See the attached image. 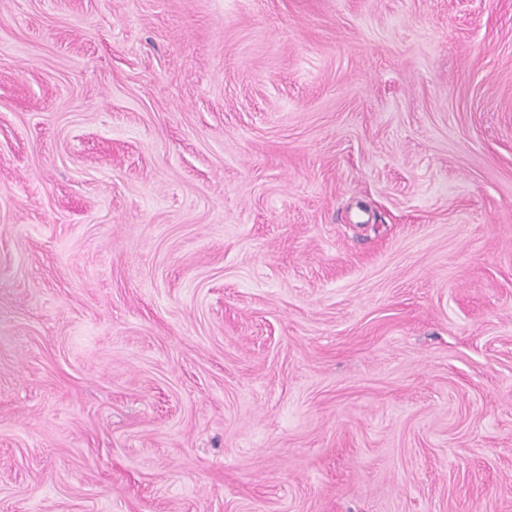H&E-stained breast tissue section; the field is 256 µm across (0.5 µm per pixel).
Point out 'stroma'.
<instances>
[{
  "label": "stroma",
  "instance_id": "obj_1",
  "mask_svg": "<svg viewBox=\"0 0 512 512\" xmlns=\"http://www.w3.org/2000/svg\"><path fill=\"white\" fill-rule=\"evenodd\" d=\"M0 512H512V0H0Z\"/></svg>",
  "mask_w": 512,
  "mask_h": 512
}]
</instances>
